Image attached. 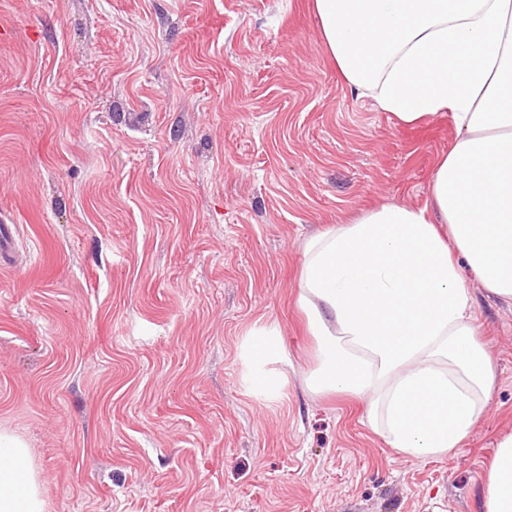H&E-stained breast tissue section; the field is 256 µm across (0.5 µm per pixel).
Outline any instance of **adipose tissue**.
<instances>
[{"instance_id": "obj_1", "label": "adipose tissue", "mask_w": 512, "mask_h": 512, "mask_svg": "<svg viewBox=\"0 0 512 512\" xmlns=\"http://www.w3.org/2000/svg\"><path fill=\"white\" fill-rule=\"evenodd\" d=\"M322 43L346 82L402 126L449 117L429 205L387 204L303 245L298 303L317 339V394L367 401V421L408 457L460 448L495 385L477 338L464 258L512 301V0H313ZM251 389L280 397L288 354L277 329L242 346ZM485 512H512V434L497 443ZM0 512H45L26 443L0 431Z\"/></svg>"}]
</instances>
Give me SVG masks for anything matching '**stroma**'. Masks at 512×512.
Wrapping results in <instances>:
<instances>
[{
    "instance_id": "1",
    "label": "stroma",
    "mask_w": 512,
    "mask_h": 512,
    "mask_svg": "<svg viewBox=\"0 0 512 512\" xmlns=\"http://www.w3.org/2000/svg\"><path fill=\"white\" fill-rule=\"evenodd\" d=\"M455 130L357 96L310 0H0V429L46 512H484L512 432V302L466 286L496 385L445 458L305 385L304 240L429 200ZM282 396L251 392L258 326ZM242 349L251 389L268 399L279 398L288 382L291 363L278 330L255 329L245 339Z\"/></svg>"
}]
</instances>
